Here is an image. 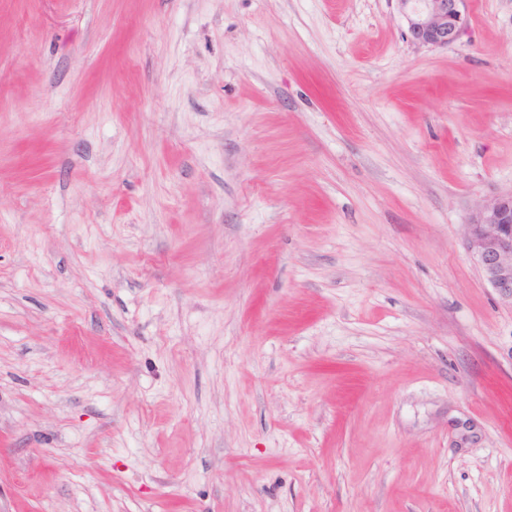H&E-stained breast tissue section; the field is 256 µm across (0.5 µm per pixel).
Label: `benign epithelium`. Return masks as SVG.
Masks as SVG:
<instances>
[{
	"instance_id": "benign-epithelium-1",
	"label": "benign epithelium",
	"mask_w": 512,
	"mask_h": 512,
	"mask_svg": "<svg viewBox=\"0 0 512 512\" xmlns=\"http://www.w3.org/2000/svg\"><path fill=\"white\" fill-rule=\"evenodd\" d=\"M411 40L447 48L465 25L467 0H398ZM466 246L500 301L512 306V193L480 204L468 222Z\"/></svg>"
}]
</instances>
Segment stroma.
<instances>
[{
  "instance_id": "35a3bbf8",
  "label": "stroma",
  "mask_w": 512,
  "mask_h": 512,
  "mask_svg": "<svg viewBox=\"0 0 512 512\" xmlns=\"http://www.w3.org/2000/svg\"><path fill=\"white\" fill-rule=\"evenodd\" d=\"M512 0H0V512H512ZM408 23L411 40L423 47L447 48L465 25L466 0H396ZM466 246L500 301L512 306V193L485 200L475 209Z\"/></svg>"
}]
</instances>
